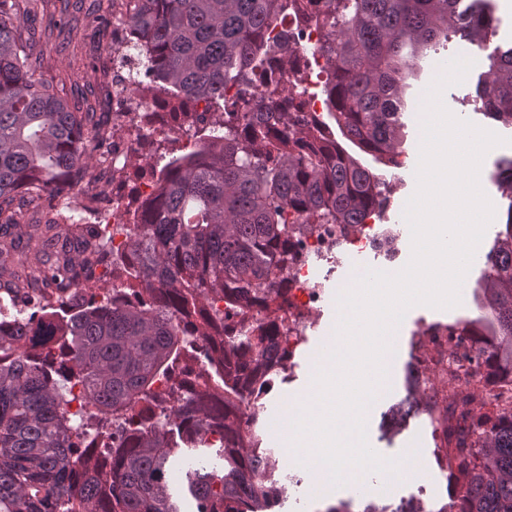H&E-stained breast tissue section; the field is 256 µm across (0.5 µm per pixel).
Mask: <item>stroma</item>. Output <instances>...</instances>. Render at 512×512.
I'll list each match as a JSON object with an SVG mask.
<instances>
[{
  "label": "stroma",
  "instance_id": "obj_1",
  "mask_svg": "<svg viewBox=\"0 0 512 512\" xmlns=\"http://www.w3.org/2000/svg\"><path fill=\"white\" fill-rule=\"evenodd\" d=\"M39 11L44 21L50 22L51 31L35 38L30 44V53L37 71L54 87L64 88L73 111L97 112L102 108L101 76L109 60L107 40L99 36L98 29L103 19L111 17L108 7H94L92 0H83L81 7L64 8L62 0H39ZM472 59L473 67L464 81L447 87L442 94L446 108L456 117L468 120L476 126L492 131L503 138V145L494 147L485 156L481 165L480 185L491 200L495 223H504L507 201L497 192L491 176L501 159L512 157V129L475 113L469 100L475 92L478 75L484 69V57L464 43L449 44L438 58L446 63L454 57ZM407 140L406 159L402 168L384 171L392 194L388 209L381 221L395 224L401 234H408L407 223L398 221L408 199L417 188L416 168L419 159L420 125L413 114H405ZM377 265L376 256L342 258L323 280L325 301L315 315L305 341L298 347L291 370L293 381L288 385H274L263 400L261 426L266 447L279 451V468L276 479L287 486L286 498L277 512H326L328 507L339 502L350 503L352 512H363L367 505L387 508L403 501L424 508L425 512H438L443 505L456 497L461 480L456 470L451 469L434 426L426 412L407 419L399 432L387 431L385 413L406 395L404 371L417 356L416 334L426 322H442L456 325L480 316L481 310L475 290L482 277L484 265L473 262L467 272L465 298L460 305L447 309L415 306L407 311L403 325L393 340V355L389 388L382 393L371 408L367 419V436L370 446L387 458H404L401 475L395 480H384L374 475L368 489L357 485H345L332 490L331 494L320 492V483L314 478L312 468L299 465L292 454L286 453L290 428L283 415L284 410L298 406L312 397V377L320 364L327 341L333 336L338 319L336 287L349 277L354 261Z\"/></svg>",
  "mask_w": 512,
  "mask_h": 512
}]
</instances>
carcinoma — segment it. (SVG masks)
Listing matches in <instances>:
<instances>
[{
    "mask_svg": "<svg viewBox=\"0 0 512 512\" xmlns=\"http://www.w3.org/2000/svg\"><path fill=\"white\" fill-rule=\"evenodd\" d=\"M137 42L122 50L173 98L206 100L194 117L199 148L167 138L160 190L130 225L121 283L97 299L96 268L114 248L100 225L54 204L96 180L94 152L112 127L70 110L30 61L20 0H0V512H183L170 486V460L219 444L223 468L197 458L185 471L196 512H274L286 488L279 459L260 434L255 391L277 372L273 328H237L254 297L276 312L288 267V211L299 224L360 223L389 203L382 175L358 163L332 127L386 168L404 164L405 94L425 63L452 41L472 47L497 34L492 0H121ZM324 31L320 52L331 78L326 120L302 110L288 124L250 113L267 107L256 78L277 61L293 94L289 49L272 51L266 32L281 15ZM237 89L229 109L224 91ZM475 110L512 128V44L487 55ZM505 223L486 256V314L449 328L480 343L477 367L512 376V158L497 178ZM224 311L210 315L214 300ZM84 385L95 428L112 462L80 450L85 425L69 421L56 358ZM198 367L193 387L152 421L157 381ZM405 398L385 413L399 426L420 400L405 369ZM464 426L432 419L463 478L452 506L438 512H512V400H490Z\"/></svg>",
    "mask_w": 512,
    "mask_h": 512,
    "instance_id": "obj_1",
    "label": "carcinoma"
}]
</instances>
